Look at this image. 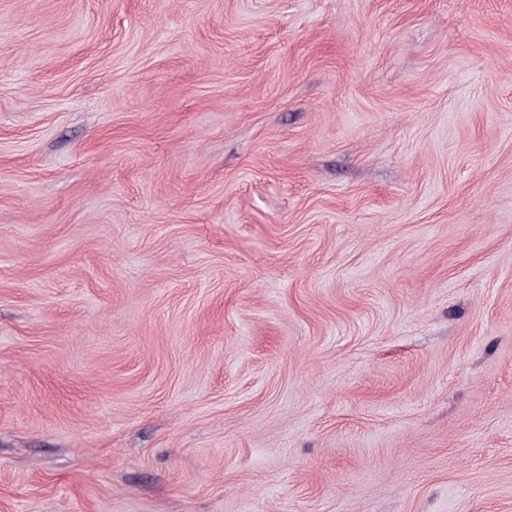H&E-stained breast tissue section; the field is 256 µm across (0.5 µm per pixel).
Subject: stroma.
I'll list each match as a JSON object with an SVG mask.
<instances>
[{
    "label": "stroma",
    "instance_id": "stroma-1",
    "mask_svg": "<svg viewBox=\"0 0 512 512\" xmlns=\"http://www.w3.org/2000/svg\"><path fill=\"white\" fill-rule=\"evenodd\" d=\"M0 512H512V0H0Z\"/></svg>",
    "mask_w": 512,
    "mask_h": 512
}]
</instances>
